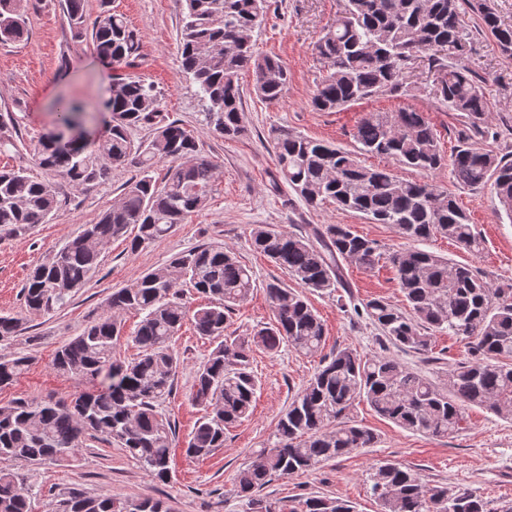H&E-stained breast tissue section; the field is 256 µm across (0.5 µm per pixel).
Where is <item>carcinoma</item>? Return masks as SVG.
I'll list each match as a JSON object with an SVG mask.
<instances>
[{
	"mask_svg": "<svg viewBox=\"0 0 512 512\" xmlns=\"http://www.w3.org/2000/svg\"><path fill=\"white\" fill-rule=\"evenodd\" d=\"M24 0H0V42L21 41L28 30ZM180 28V64L207 103L206 123L226 137L243 125L238 76L254 75L257 97L277 103L284 98L289 73L277 56H259L245 40L259 27L266 0H184ZM482 27L505 54L512 55V26L502 23L494 0H469ZM460 0H343L336 21L315 51L325 73L312 106L336 112L360 100L407 92L410 66L419 59L439 75L438 100L457 113L462 129L451 158V174L470 189L491 185L512 220V152L485 148L503 132L489 126L483 80L466 62L470 33L463 24ZM72 36L91 37L98 57L112 66V114L108 134L90 152L62 133L34 149L39 165L74 186L104 178L110 166L137 158L139 174L123 188L120 201L104 210L96 223L66 242L52 259L35 268L23 296L32 312L65 307L95 272L99 247L136 228L130 249L168 235L204 207L217 178L218 165L201 154L193 131L169 120L160 109L154 82L123 73L137 57L138 33L121 13L103 9L87 24L84 0H63ZM84 106L62 108L61 122L79 126ZM149 126L139 143L131 132ZM357 149L304 136L286 128L271 132L279 178L309 207L331 201L344 211L390 225L408 242L447 238L471 253L481 242L457 199L428 181L401 179L387 168L367 166L360 156L390 158L401 166L432 174L445 166L440 138L425 113L399 107L368 112L353 134ZM167 164L163 183L152 173ZM58 188L34 180L25 166L0 171V232L26 234L58 210ZM253 249L282 268L297 284L269 283L266 293L273 321L249 342L227 334L229 313L254 289L252 271L228 247L197 246L174 256L162 273H148L110 295L106 311L55 354L54 368L89 385L71 400L20 398L0 407V462L14 467L41 465L73 455L85 436L115 442L150 477L171 476V448L176 427L161 406L173 392L178 358L170 342L186 320L198 335L217 345L197 369L190 395L204 408L186 442L189 458L204 459L224 447L225 432L248 418L259 389L251 348L276 351L282 345L305 356L321 352L325 328L304 291L337 296L347 287L341 262L368 271L379 263V244L350 224L312 226L303 234L269 224L250 233ZM389 262L407 302L403 311L383 299H371L354 311L364 314L402 349L427 354L436 334L468 340L470 359L458 365L441 386L389 356H363L350 348L323 361L306 388L279 418L269 443L233 477L245 512H356L350 502L331 496L300 497L284 506L259 492L275 476L315 470L321 463L358 448H371L377 435L347 417L357 401L399 426L432 437L453 438L463 430L468 406L489 409L512 420V283L495 284L469 265L453 263L412 247L393 252ZM191 286L209 302L191 312L180 302L181 288ZM142 314L132 342L138 357L112 361L121 340L119 315ZM20 319L0 317V340L20 331ZM32 357H0V388L29 367ZM372 496L380 512H493L470 491L429 486L410 469L391 461L373 466ZM32 489L8 468H0V512H31ZM53 512H170L161 499L87 496L70 489Z\"/></svg>",
	"mask_w": 512,
	"mask_h": 512,
	"instance_id": "carcinoma-1",
	"label": "carcinoma"
}]
</instances>
